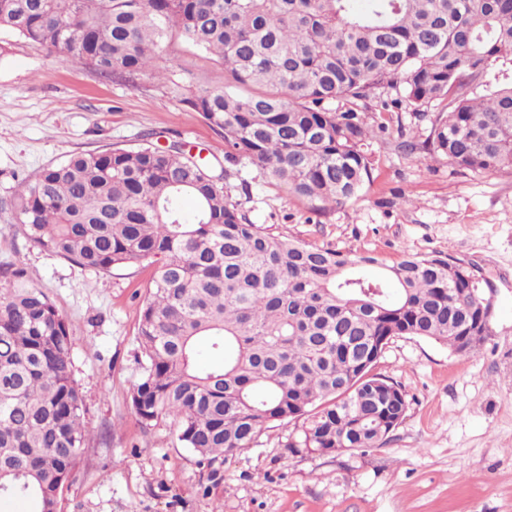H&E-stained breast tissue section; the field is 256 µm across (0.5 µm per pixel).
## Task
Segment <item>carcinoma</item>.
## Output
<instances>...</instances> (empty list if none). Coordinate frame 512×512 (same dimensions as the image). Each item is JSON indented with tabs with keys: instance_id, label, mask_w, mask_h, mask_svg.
I'll return each instance as SVG.
<instances>
[{
	"instance_id": "obj_1",
	"label": "carcinoma",
	"mask_w": 512,
	"mask_h": 512,
	"mask_svg": "<svg viewBox=\"0 0 512 512\" xmlns=\"http://www.w3.org/2000/svg\"><path fill=\"white\" fill-rule=\"evenodd\" d=\"M0 0V31L103 76L162 81L174 36L224 67V86L184 102L224 130V161L180 144L73 153L13 196L25 237L84 269L155 267L136 340L139 421L170 418L219 491L224 464L274 424L302 421L290 453L365 452L389 440L395 382L369 375L373 350L415 336L467 356L490 335L467 309L457 261L406 253L393 266L270 232L224 182L249 164L298 197L341 205L372 178L364 142L388 130L360 107L442 106L403 147L469 170L512 171V0ZM195 202L192 218L181 200ZM473 336L470 347L458 344ZM75 330L15 263L0 264V498L62 512L83 455ZM203 343L222 356L198 362ZM380 383V395L369 394Z\"/></svg>"
}]
</instances>
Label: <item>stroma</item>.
I'll return each mask as SVG.
<instances>
[{"mask_svg": "<svg viewBox=\"0 0 512 512\" xmlns=\"http://www.w3.org/2000/svg\"><path fill=\"white\" fill-rule=\"evenodd\" d=\"M159 63L174 82L129 83L0 31V261L26 267L76 328L72 374L87 446L64 512H512V173L403 152L401 141L429 136L433 105L383 114L386 136L363 146L372 179L344 204L318 210L247 165L225 188L253 221L288 238L389 266L407 252L473 266L493 286L491 336L465 357L394 338L374 371L401 385L407 410L386 445L292 455L284 444L294 425L275 427L225 465L210 497L174 424L141 425L130 393L153 268L106 275L75 266L23 235L11 199L27 175L71 153L180 142L223 156V131L184 102L188 89L223 86V67L177 37Z\"/></svg>", "mask_w": 512, "mask_h": 512, "instance_id": "35a3bbf8", "label": "stroma"}]
</instances>
